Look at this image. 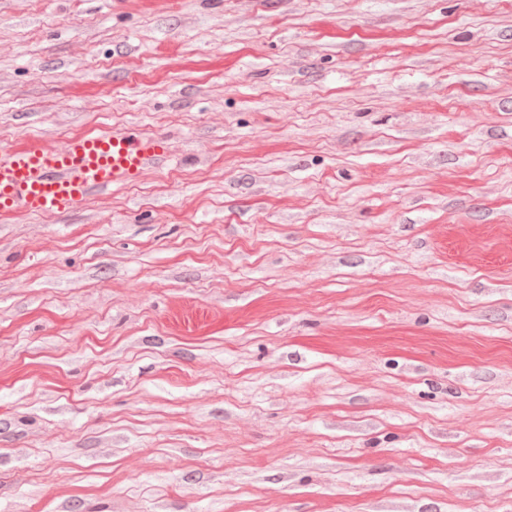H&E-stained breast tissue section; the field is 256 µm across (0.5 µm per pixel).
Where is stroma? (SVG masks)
<instances>
[{
	"label": "stroma",
	"instance_id": "stroma-1",
	"mask_svg": "<svg viewBox=\"0 0 512 512\" xmlns=\"http://www.w3.org/2000/svg\"><path fill=\"white\" fill-rule=\"evenodd\" d=\"M115 127L0 222V512H512V0H0V150ZM170 162L167 140L134 129L80 133L57 150L18 143L0 156V218L63 215L91 195L134 183Z\"/></svg>",
	"mask_w": 512,
	"mask_h": 512
}]
</instances>
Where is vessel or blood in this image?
<instances>
[{"mask_svg":"<svg viewBox=\"0 0 512 512\" xmlns=\"http://www.w3.org/2000/svg\"><path fill=\"white\" fill-rule=\"evenodd\" d=\"M169 162L165 137L134 129L80 133L61 150L22 142L0 155V218L60 216Z\"/></svg>","mask_w":512,"mask_h":512,"instance_id":"b4317fda","label":"vessel or blood"}]
</instances>
